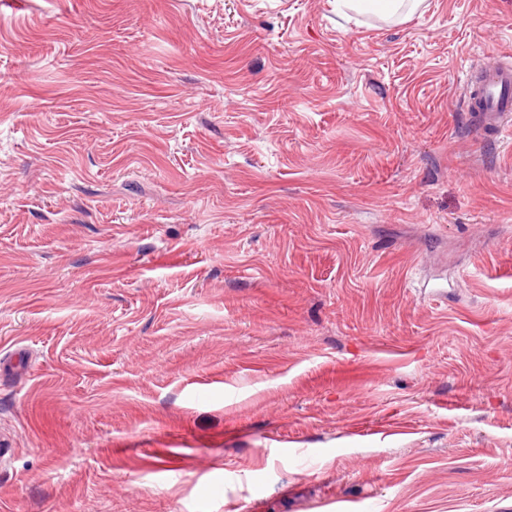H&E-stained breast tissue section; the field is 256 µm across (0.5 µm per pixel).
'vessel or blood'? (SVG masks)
I'll list each match as a JSON object with an SVG mask.
<instances>
[{
	"instance_id": "1",
	"label": "vessel or blood",
	"mask_w": 512,
	"mask_h": 512,
	"mask_svg": "<svg viewBox=\"0 0 512 512\" xmlns=\"http://www.w3.org/2000/svg\"><path fill=\"white\" fill-rule=\"evenodd\" d=\"M463 100L482 127L504 130L512 121V57L490 54L477 61L465 76Z\"/></svg>"
}]
</instances>
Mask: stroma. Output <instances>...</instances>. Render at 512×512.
Wrapping results in <instances>:
<instances>
[{
	"mask_svg": "<svg viewBox=\"0 0 512 512\" xmlns=\"http://www.w3.org/2000/svg\"><path fill=\"white\" fill-rule=\"evenodd\" d=\"M512 0H0V512H512ZM423 3L424 0H336V7L359 15L402 16L408 19ZM463 100L467 112H478L481 126L492 134L506 128L512 117V59L489 54L466 73Z\"/></svg>",
	"mask_w": 512,
	"mask_h": 512,
	"instance_id": "obj_1",
	"label": "stroma"
}]
</instances>
